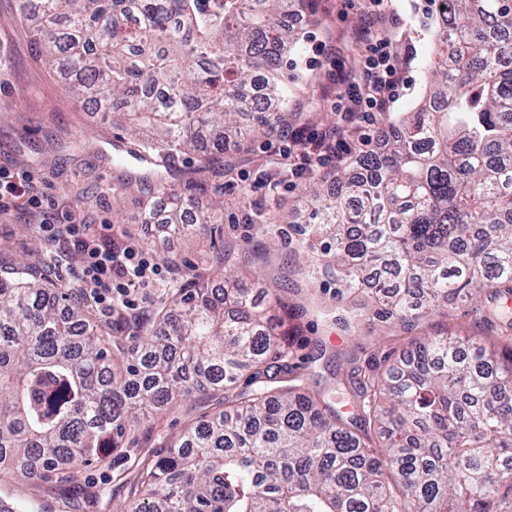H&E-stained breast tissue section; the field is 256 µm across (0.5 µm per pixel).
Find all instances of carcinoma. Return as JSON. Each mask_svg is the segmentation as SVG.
Segmentation results:
<instances>
[{
	"label": "carcinoma",
	"instance_id": "obj_1",
	"mask_svg": "<svg viewBox=\"0 0 512 512\" xmlns=\"http://www.w3.org/2000/svg\"><path fill=\"white\" fill-rule=\"evenodd\" d=\"M77 100L120 114L143 160L193 152L199 171L256 132L300 119L280 20L306 0H15ZM422 106L389 118L361 173L315 185L296 246L336 301L370 291L405 327L486 298L488 342L421 336L386 367L353 366L350 409L304 386L262 299L186 277L152 310L103 323L73 286L0 258V482L66 483L122 448L142 417L200 410L144 458L128 512H512V0H436ZM253 126L238 125L241 113ZM163 223H224L157 183Z\"/></svg>",
	"mask_w": 512,
	"mask_h": 512
}]
</instances>
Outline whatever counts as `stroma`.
I'll use <instances>...</instances> for the list:
<instances>
[{"label":"stroma","instance_id":"stroma-1","mask_svg":"<svg viewBox=\"0 0 512 512\" xmlns=\"http://www.w3.org/2000/svg\"><path fill=\"white\" fill-rule=\"evenodd\" d=\"M312 5L318 21L297 24L302 39L283 68L285 76L296 82L306 114L302 125L309 133L336 122L341 80L356 76L363 64L355 35L364 24L359 0H312ZM392 5L397 20L390 28L401 50L411 55L405 71L407 87L391 108L396 114L411 110L426 90L434 33L428 26L429 0H393ZM288 144L282 132L257 138L248 153L230 155L223 176L206 179L193 200L201 207L209 199L223 197L220 234L197 228L186 237L164 233L158 226L146 227L141 217L151 197L113 189L124 172L142 169L138 143L118 119L72 97L64 79L42 62L32 30L16 13L15 0H0V167L26 177L55 223L83 222L101 234L109 224L121 223L139 248L160 263V280L132 289L134 313L158 305L163 291L175 287L181 277V268L165 262L164 251L177 252L182 267L201 270L214 243L223 241L243 256L242 262L230 267L236 278L257 288L265 283L278 285L293 309L284 329L290 336L292 361L311 389L333 390L351 361L363 365L382 361L394 351L406 353L415 335H497V327L488 325L479 312L465 318L433 313L410 331L376 319L345 323L346 313L337 308L332 289L309 283L302 272V255L282 245L281 239L290 227L287 210L303 205L309 184L323 176L332 179L345 174L351 163L329 162L298 176L272 163ZM259 212L274 216V223H257ZM3 249L16 260L36 262L51 277L65 275L54 261L62 244L33 224L23 209L0 215ZM187 421L186 414L171 411L163 416L162 429L155 431L151 420H144L131 447L112 452L105 466L80 470L71 482L17 480L13 486L30 504L41 506L42 512H113L127 502L126 495H113L116 481L134 482L138 457L161 452L185 431Z\"/></svg>","mask_w":512,"mask_h":512}]
</instances>
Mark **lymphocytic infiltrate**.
<instances>
[{
    "mask_svg": "<svg viewBox=\"0 0 512 512\" xmlns=\"http://www.w3.org/2000/svg\"><path fill=\"white\" fill-rule=\"evenodd\" d=\"M389 9L390 0H366L363 13L370 25L356 36L362 47L363 66L357 78L344 84L346 104L336 124L309 135L291 133L290 140L296 148V174L305 173L311 163L343 158L350 152L363 122L374 113L388 111L398 99L406 62L395 52L391 37L373 26L374 20L385 17ZM21 203L40 224L52 229L54 237L68 243L69 269L76 276L77 286L102 313L111 314L112 301L117 296L124 306H131V287L158 280L159 265L135 244L116 250L107 239L81 236L78 225L53 224L31 185L0 171V214Z\"/></svg>",
    "mask_w": 512,
    "mask_h": 512,
    "instance_id": "f902f5d3",
    "label": "lymphocytic infiltrate"
}]
</instances>
